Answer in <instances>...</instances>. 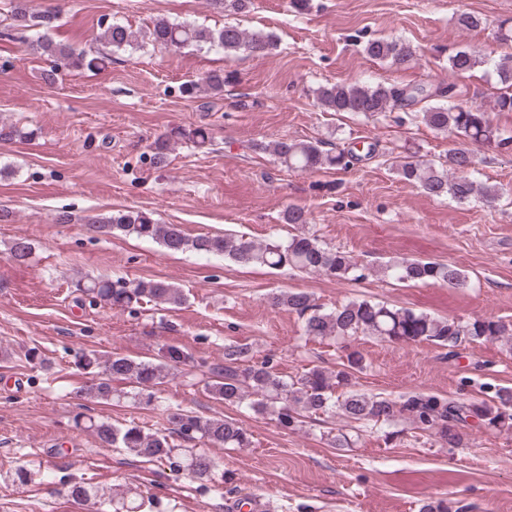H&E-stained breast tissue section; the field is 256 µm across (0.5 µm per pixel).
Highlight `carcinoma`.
I'll list each match as a JSON object with an SVG mask.
<instances>
[{
	"mask_svg": "<svg viewBox=\"0 0 512 512\" xmlns=\"http://www.w3.org/2000/svg\"><path fill=\"white\" fill-rule=\"evenodd\" d=\"M59 17L56 7L34 8L30 0H12L10 19L20 30L34 28L49 31ZM98 40L114 51L143 47V41L162 48L217 46L224 55L245 52L254 57H265L277 47V37L269 32H246L235 25L221 29L157 19L142 36L130 28L111 23L104 27ZM32 50L50 61L42 78L56 81L61 69H96L104 64L103 55L89 54L73 47L55 43L41 36L32 44ZM365 53L372 59L388 60L394 65L407 66L416 60V49L410 44L389 38L366 41ZM485 63V58L463 49L448 55V69L457 74L467 73ZM502 88L494 94L493 108L512 112V54L501 55L492 62ZM317 102L327 112H349L375 116L395 107L416 108L412 116L437 133L453 134L465 142L496 149L512 142L493 125L489 114L481 107L456 99L455 86L422 84L386 85L378 83L330 84L317 91ZM188 141L197 148L211 142L209 131L203 127L173 128L158 137L153 145L152 159L161 163L172 146ZM269 151L277 160L293 171L308 172L318 169H347L358 160L352 149L326 150L322 143L283 138L273 142ZM401 180L420 188L432 197H451L464 203L472 200L492 203L500 196L499 189L485 186L474 177L476 161L466 148H454L438 160H428L410 153L394 161ZM287 224L305 226L309 223L307 211L290 206L285 211ZM95 229L106 234L120 232L149 239L169 253L193 251L205 256H222L229 261L252 267L280 269L288 267L307 273H318L337 280H358L366 277L363 268L345 251L327 247L310 233L301 232L284 240L271 237L254 241L234 233L188 236L179 224H160L146 211H126L101 217ZM35 249L27 238L13 240L9 248L12 260L26 263ZM385 275L401 282L440 283L463 286L465 272L452 263L422 259H402L382 268ZM79 291L117 309H127L144 302L177 308L185 302L183 290L173 283L158 279L126 281L90 278L77 284ZM271 305L285 307L304 318L305 333L309 336L351 338L359 334L376 336L386 341L401 343L431 342L440 347H454L461 342L483 344L506 341L512 343V321L494 317L471 319L436 318L409 308L391 307L366 299H354L334 309L318 304L304 291H276L269 295ZM190 361L182 347L167 345L154 360H137L114 352L100 355L94 351L84 354L80 366L97 378L85 394L101 401L114 397L112 382L121 381L132 391L124 396L136 402H150L156 387L170 372ZM363 369V355L358 350L349 352L346 364L336 370L318 365L307 368L295 378L281 375L269 359L253 361L250 347L234 343L224 344V364L209 367L204 391L228 406L246 407L256 414H276L283 430H294L309 415L338 416L356 425V429L380 430L399 420L410 423L414 429L434 434L451 448L468 444L466 429L478 427L485 431H512V390L490 383L483 385L490 399L458 401L424 392H412L397 400L379 395L350 390L341 395L337 389L350 384L354 372ZM179 434L187 439L202 438L218 448H250L252 435L236 419L206 417L190 410L175 414ZM77 427L96 436L104 448H122L148 462L170 457L176 450L169 436L163 432H147L140 426H116L110 422L85 420L75 417ZM180 455L190 477L200 482L212 480L214 460L205 453L183 448ZM46 469L17 468L12 481L27 485L37 477H44ZM71 496L82 501L102 504L106 497L98 486L87 482L71 485Z\"/></svg>",
	"mask_w": 512,
	"mask_h": 512,
	"instance_id": "cac0c4a2",
	"label": "carcinoma"
}]
</instances>
